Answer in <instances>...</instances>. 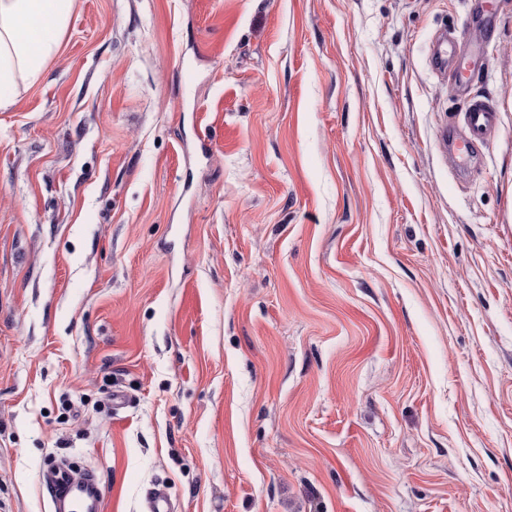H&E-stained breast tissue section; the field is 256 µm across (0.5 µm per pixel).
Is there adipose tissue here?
Wrapping results in <instances>:
<instances>
[{
  "label": "adipose tissue",
  "instance_id": "1",
  "mask_svg": "<svg viewBox=\"0 0 512 512\" xmlns=\"http://www.w3.org/2000/svg\"><path fill=\"white\" fill-rule=\"evenodd\" d=\"M73 0H0V111L58 51Z\"/></svg>",
  "mask_w": 512,
  "mask_h": 512
}]
</instances>
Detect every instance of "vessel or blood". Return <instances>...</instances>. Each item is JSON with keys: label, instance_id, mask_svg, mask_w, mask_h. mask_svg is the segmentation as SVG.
I'll use <instances>...</instances> for the list:
<instances>
[{"label": "vessel or blood", "instance_id": "obj_1", "mask_svg": "<svg viewBox=\"0 0 512 512\" xmlns=\"http://www.w3.org/2000/svg\"><path fill=\"white\" fill-rule=\"evenodd\" d=\"M496 125V113L490 105L476 102L468 107L462 129L448 133V146L458 164H465L470 143L488 140ZM42 481L54 512H103V490L95 471H78L59 462L44 471Z\"/></svg>", "mask_w": 512, "mask_h": 512}]
</instances>
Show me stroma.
Here are the masks:
<instances>
[{"instance_id": "1", "label": "stroma", "mask_w": 512, "mask_h": 512, "mask_svg": "<svg viewBox=\"0 0 512 512\" xmlns=\"http://www.w3.org/2000/svg\"><path fill=\"white\" fill-rule=\"evenodd\" d=\"M482 2L74 0L0 112V512H52L62 458L104 512H512V0L488 37ZM497 114L493 108L481 102L471 104L463 117V127L459 132L456 129L448 131V148L459 165H467V158L463 157L469 150L472 142L486 141L494 133L497 125ZM460 139L468 142L458 147Z\"/></svg>"}]
</instances>
